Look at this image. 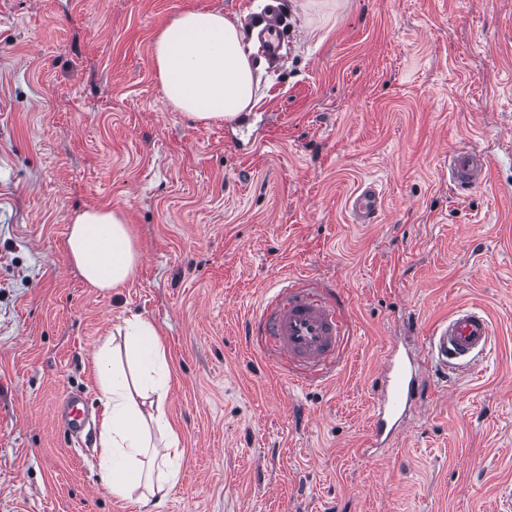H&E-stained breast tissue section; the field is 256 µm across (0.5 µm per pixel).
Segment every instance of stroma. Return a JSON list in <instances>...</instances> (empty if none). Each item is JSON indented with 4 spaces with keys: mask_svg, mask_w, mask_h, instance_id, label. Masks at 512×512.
Segmentation results:
<instances>
[{
    "mask_svg": "<svg viewBox=\"0 0 512 512\" xmlns=\"http://www.w3.org/2000/svg\"><path fill=\"white\" fill-rule=\"evenodd\" d=\"M282 2L288 51L255 68L257 104L203 123L164 96L159 31L267 0H0V512H143L102 480L93 365L135 313L161 334L183 450L154 512H512V0ZM462 147L489 162L463 198L446 166ZM367 184L382 207L352 223ZM91 207L139 252L109 291L66 248ZM287 276L341 297L332 379L296 385L245 339ZM464 303L493 347L443 376L424 339ZM393 345L428 393L372 448ZM71 394L78 443L54 416Z\"/></svg>",
    "mask_w": 512,
    "mask_h": 512,
    "instance_id": "35a3bbf8",
    "label": "stroma"
}]
</instances>
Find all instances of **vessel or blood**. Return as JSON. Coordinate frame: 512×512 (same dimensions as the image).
<instances>
[{"mask_svg": "<svg viewBox=\"0 0 512 512\" xmlns=\"http://www.w3.org/2000/svg\"><path fill=\"white\" fill-rule=\"evenodd\" d=\"M286 24L279 6L251 17L249 32L258 45L257 61L271 64L282 57ZM488 168L486 158L474 152L456 150L448 156L449 178L463 192L483 184ZM380 205V194L372 187L355 192L348 200V209L358 224L371 223ZM248 332L280 367L286 369L293 363L301 366L300 378L305 381L322 379L335 370L346 329L337 304L317 283L303 279L270 289L250 318ZM493 335L492 320L485 309L462 305L435 326L427 342L428 355L440 368L467 369L490 349ZM424 395L414 360L396 353L387 355L370 413V446H383L398 434L407 409ZM56 418L67 429L78 430L81 413L77 400L71 397L62 402Z\"/></svg>", "mask_w": 512, "mask_h": 512, "instance_id": "1", "label": "vessel or blood"}]
</instances>
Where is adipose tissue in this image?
Here are the masks:
<instances>
[{
  "label": "adipose tissue",
  "instance_id": "ef3b65f1",
  "mask_svg": "<svg viewBox=\"0 0 512 512\" xmlns=\"http://www.w3.org/2000/svg\"><path fill=\"white\" fill-rule=\"evenodd\" d=\"M154 59L166 99L193 120L231 122L257 102L240 23L223 13H181L159 32ZM66 246L85 282L101 290L123 285L138 262L124 217L110 210L77 213ZM121 332L125 362L115 361L110 335L100 338L95 355L102 406L98 461L113 496L139 493L145 507L175 486L181 450L164 411L170 371L156 327L134 314Z\"/></svg>",
  "mask_w": 512,
  "mask_h": 512
}]
</instances>
